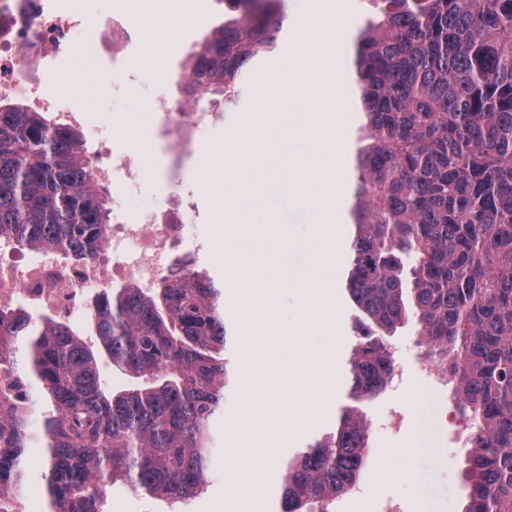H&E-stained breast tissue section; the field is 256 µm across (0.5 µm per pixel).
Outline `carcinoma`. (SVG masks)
<instances>
[{"label":"carcinoma","mask_w":512,"mask_h":512,"mask_svg":"<svg viewBox=\"0 0 512 512\" xmlns=\"http://www.w3.org/2000/svg\"><path fill=\"white\" fill-rule=\"evenodd\" d=\"M370 2L352 62L365 123L344 274L357 324L349 402L284 464L278 512H328L355 486L361 404L393 380L387 337L411 314L470 421L464 512H512V0ZM225 5L184 91L227 109L286 18L281 0ZM92 168L80 131L0 98V235L92 257L111 214ZM86 311L89 337L50 314L0 311V512H19L35 445L50 512H100L117 482L171 504L208 483L234 380L224 289L183 268L148 291L107 288ZM103 362L137 384L109 389Z\"/></svg>","instance_id":"obj_1"}]
</instances>
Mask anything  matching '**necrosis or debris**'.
Returning a JSON list of instances; mask_svg holds the SVG:
<instances>
[{
  "mask_svg": "<svg viewBox=\"0 0 512 512\" xmlns=\"http://www.w3.org/2000/svg\"><path fill=\"white\" fill-rule=\"evenodd\" d=\"M83 24L79 11L63 0H0V93L22 92L30 111L59 126L80 129L92 151L97 186L112 191L108 245L83 264L63 253L21 251L11 237L0 236V309L21 306L31 313L68 319L93 291L124 282L148 290L175 272L174 250L180 243L182 214L171 210L132 211L130 199L139 183L124 152L100 149L90 110L65 106L42 86L35 67H48L51 55L71 53ZM154 109L171 120L174 130H192L217 113L193 111L184 97H155Z\"/></svg>",
  "mask_w": 512,
  "mask_h": 512,
  "instance_id": "1",
  "label": "necrosis or debris"
}]
</instances>
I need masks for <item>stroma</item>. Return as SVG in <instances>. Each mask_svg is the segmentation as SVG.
<instances>
[{
    "mask_svg": "<svg viewBox=\"0 0 512 512\" xmlns=\"http://www.w3.org/2000/svg\"><path fill=\"white\" fill-rule=\"evenodd\" d=\"M344 9L343 30L336 41L337 72L342 99H352L349 70L351 45L361 27L373 15L370 0H340ZM178 8L188 10L191 23L168 45L151 49L149 32L157 12L165 10V0L144 10L140 17L143 32L131 61L113 64L111 55L100 46L102 24L117 12V0H79L77 8L88 20L77 33V49L73 55L57 56L46 79L49 90L66 104L96 108L95 120L109 136L135 157H142L143 147H150L157 164L156 176H142L140 193L130 206L140 210L170 202L185 203L182 238L184 245L175 253L176 265H186L223 276L224 268L216 259L219 226L214 217L212 200L220 184H200L197 175L212 151L223 147L226 136L241 124L246 113L254 111L273 66L260 62L246 81L235 110L206 131L202 144L185 143L183 137L166 130L147 100L148 94L177 91L185 65L197 43L224 21L222 0H175ZM338 243L333 280L335 325L332 335L306 332V342L321 345L334 340L336 366L344 368L355 343L353 329L355 311L342 286L348 262V224L337 217ZM389 343L407 369L402 379H395L384 392L363 405L370 423L369 453L356 486L334 504L335 512H351L360 503L363 512H380V504L394 500L401 512H462L466 503V470L468 448L459 440L445 417L457 407L449 386L422 378L414 368L415 359L426 354L420 344L415 322L399 329ZM242 384H235L224 400V414L215 429L219 444L210 460V480L199 495L186 500L180 508H171L164 500L135 492L123 483L113 484L102 502V512H228L230 433L238 418ZM347 400L343 381H336L324 411L316 416L290 447L280 450V457L294 455L316 435L331 428L340 407ZM401 407L406 422L398 432L387 431L385 418L392 407ZM421 439L425 451L414 462L430 487L428 499H421L416 483L400 478L379 485L373 474L384 467L387 451L408 447L413 439Z\"/></svg>",
    "mask_w": 512,
    "mask_h": 512,
    "instance_id": "1",
    "label": "stroma"
}]
</instances>
